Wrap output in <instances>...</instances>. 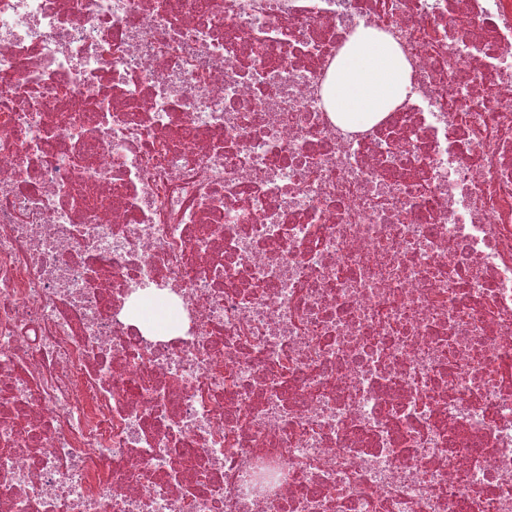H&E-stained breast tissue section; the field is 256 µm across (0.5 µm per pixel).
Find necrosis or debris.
I'll return each instance as SVG.
<instances>
[{"mask_svg": "<svg viewBox=\"0 0 512 512\" xmlns=\"http://www.w3.org/2000/svg\"><path fill=\"white\" fill-rule=\"evenodd\" d=\"M0 512H512V0H0ZM411 68L398 43L373 28H357L329 69L322 94L343 128L374 123L410 89Z\"/></svg>", "mask_w": 512, "mask_h": 512, "instance_id": "1", "label": "necrosis or debris"}]
</instances>
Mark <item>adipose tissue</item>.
<instances>
[{
	"mask_svg": "<svg viewBox=\"0 0 512 512\" xmlns=\"http://www.w3.org/2000/svg\"><path fill=\"white\" fill-rule=\"evenodd\" d=\"M410 72L390 35L360 27L333 61L323 99L341 127L366 126L403 102L410 89Z\"/></svg>",
	"mask_w": 512,
	"mask_h": 512,
	"instance_id": "ef3b65f1",
	"label": "adipose tissue"
}]
</instances>
